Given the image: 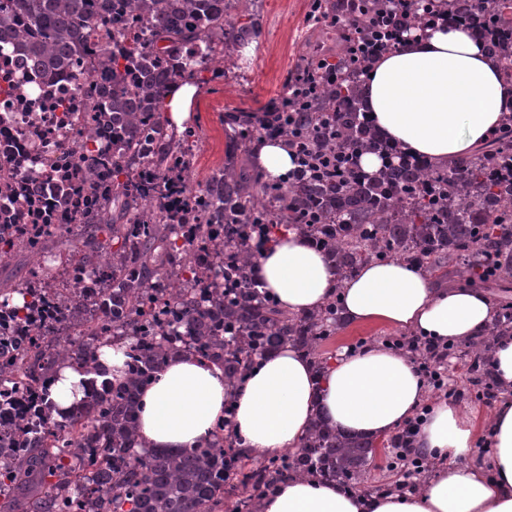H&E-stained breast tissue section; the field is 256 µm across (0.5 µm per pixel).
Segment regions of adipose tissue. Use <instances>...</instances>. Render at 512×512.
Here are the masks:
<instances>
[{"label":"adipose tissue","mask_w":512,"mask_h":512,"mask_svg":"<svg viewBox=\"0 0 512 512\" xmlns=\"http://www.w3.org/2000/svg\"><path fill=\"white\" fill-rule=\"evenodd\" d=\"M360 100L391 144L438 163L480 145L512 113V80L467 31L447 24L405 34L372 66ZM253 152L265 179L285 180L294 167L280 140L257 142ZM255 270L263 291L297 315L337 294L350 322L411 329L445 344L482 334L493 317L483 289L439 288L425 271L396 261L372 262L339 280L325 256L294 231L260 247ZM88 380L81 368L58 369L45 395L54 418L84 398ZM425 395L409 359L380 344L340 354L321 373L289 345L259 360L234 387L220 364L182 353L144 391L138 439L142 447L172 452L196 447L217 432L229 402L243 450L251 454L296 451L318 414L334 429L378 439L413 418ZM473 441L469 417L456 403L442 402L416 445L450 462L418 492L350 494L331 481L295 476L263 497L261 512H512V401L491 413V454L472 457Z\"/></svg>","instance_id":"1"}]
</instances>
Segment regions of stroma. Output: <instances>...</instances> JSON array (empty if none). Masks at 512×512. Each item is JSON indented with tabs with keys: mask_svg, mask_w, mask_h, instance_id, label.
I'll return each mask as SVG.
<instances>
[{
	"mask_svg": "<svg viewBox=\"0 0 512 512\" xmlns=\"http://www.w3.org/2000/svg\"><path fill=\"white\" fill-rule=\"evenodd\" d=\"M310 3L311 0H259L260 33L244 50L250 60L248 68L231 69L221 79L212 78L207 71L202 73L188 118L198 133L191 162L192 183L205 182L213 171L229 164L227 141L237 129L239 110H258L285 94L286 79L305 49L304 20ZM391 333V327L385 324L349 323L326 350L334 360L343 348L370 340L382 344ZM466 349V344L454 345L451 361L460 387L468 391L469 374L463 359ZM459 404L471 415L476 430H483L494 404H486L469 391Z\"/></svg>",
	"mask_w": 512,
	"mask_h": 512,
	"instance_id": "obj_1",
	"label": "stroma"
}]
</instances>
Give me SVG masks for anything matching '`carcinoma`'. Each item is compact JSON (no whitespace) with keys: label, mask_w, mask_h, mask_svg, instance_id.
Here are the masks:
<instances>
[{"label":"carcinoma","mask_w":512,"mask_h":512,"mask_svg":"<svg viewBox=\"0 0 512 512\" xmlns=\"http://www.w3.org/2000/svg\"><path fill=\"white\" fill-rule=\"evenodd\" d=\"M473 28L512 42V0H473ZM255 0H0V40L11 41L47 81L72 70L88 53L85 32L112 25L120 48L102 53L92 68L112 84L91 121L125 129L112 147L109 188L78 217V233L0 224V263L22 249L38 258L41 275L61 300L67 320H87L76 275L102 282L96 305L102 318L89 325L95 343L76 350L38 335L16 363L0 351V382L42 387L66 362L105 374L99 350L112 339L137 349L121 383L89 389L62 420L47 411L43 436L8 466H0V512H260L255 492L290 475L337 480L356 490L375 459L377 442L315 422L300 451L251 463L239 439L220 428L184 454L138 450L140 395L175 354L194 352L224 365L234 386L254 361L284 345L297 346L316 368L327 365L323 346L345 326L339 299L301 316L282 311L258 291L256 250L249 239L276 240L282 231L304 235L333 264L341 280L372 261L398 260L424 269L439 284L487 285L512 275V198L489 210L503 178L512 180V113L488 142L444 164L419 160L385 142L360 112L358 85L400 33L463 22L448 0H312L301 68L310 80L288 95L282 139L288 148L312 139L311 170L287 187L262 181L249 166H224L202 184L190 182L196 130L176 132L165 112L171 88L203 71L226 73L231 56L258 35ZM437 23H432L431 19ZM152 29L145 44L139 31ZM229 142L244 155L259 136L257 117ZM365 153L387 158L365 175ZM183 198L206 214L196 238L220 264L194 265L178 245L182 224L170 222L165 201ZM62 258L69 286L57 288ZM22 301L21 284L0 283V305ZM512 335V306L504 305L484 335L468 342L470 371L490 379L496 337Z\"/></svg>","instance_id":"carcinoma-1"}]
</instances>
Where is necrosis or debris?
<instances>
[{
    "mask_svg": "<svg viewBox=\"0 0 512 512\" xmlns=\"http://www.w3.org/2000/svg\"><path fill=\"white\" fill-rule=\"evenodd\" d=\"M109 86L83 66L45 82L35 67L9 47L0 48V156L6 158L14 192L0 194L1 224L74 223L83 200L71 197L54 205L62 186H76L85 176L105 182L104 169L89 171L91 159L110 151L112 133L89 134L83 120L92 99ZM64 328L67 336L87 341V330L66 324L64 312L40 284H33L21 310L0 308V335L30 337L45 326Z\"/></svg>",
    "mask_w": 512,
    "mask_h": 512,
    "instance_id": "1",
    "label": "necrosis or debris"
}]
</instances>
